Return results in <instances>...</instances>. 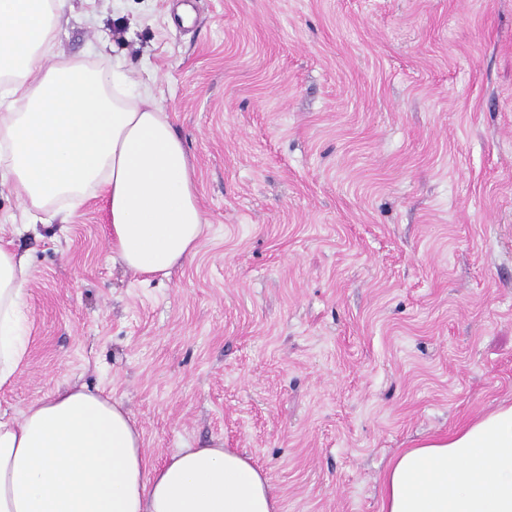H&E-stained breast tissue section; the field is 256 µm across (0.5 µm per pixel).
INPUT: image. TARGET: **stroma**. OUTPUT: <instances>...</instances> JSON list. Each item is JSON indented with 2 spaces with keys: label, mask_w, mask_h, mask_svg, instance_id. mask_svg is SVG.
Here are the masks:
<instances>
[{
  "label": "stroma",
  "mask_w": 512,
  "mask_h": 512,
  "mask_svg": "<svg viewBox=\"0 0 512 512\" xmlns=\"http://www.w3.org/2000/svg\"><path fill=\"white\" fill-rule=\"evenodd\" d=\"M59 51L152 83L211 227L170 275L102 197L6 223L27 356L0 411L120 398L149 464L215 438L282 512H380L392 460L512 401V0H72Z\"/></svg>",
  "instance_id": "stroma-1"
}]
</instances>
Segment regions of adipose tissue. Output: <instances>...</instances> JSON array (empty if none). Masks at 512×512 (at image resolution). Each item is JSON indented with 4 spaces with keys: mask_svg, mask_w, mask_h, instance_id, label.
I'll return each mask as SVG.
<instances>
[{
    "mask_svg": "<svg viewBox=\"0 0 512 512\" xmlns=\"http://www.w3.org/2000/svg\"><path fill=\"white\" fill-rule=\"evenodd\" d=\"M65 0H0V185L32 224L91 195L106 202L112 250L139 275L197 251L209 223L195 169L150 85L122 67L55 59ZM26 258L0 241V388L25 358L18 332ZM0 512H282L265 474L215 439L149 465L122 401L66 386L0 413ZM380 512H512V404L404 449Z\"/></svg>",
    "mask_w": 512,
    "mask_h": 512,
    "instance_id": "obj_1",
    "label": "adipose tissue"
}]
</instances>
